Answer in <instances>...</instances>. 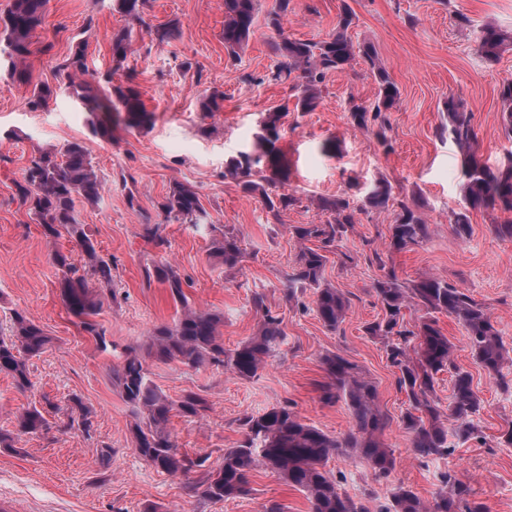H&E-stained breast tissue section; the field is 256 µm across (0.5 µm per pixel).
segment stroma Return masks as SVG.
Returning a JSON list of instances; mask_svg holds the SVG:
<instances>
[{
    "label": "stroma",
    "mask_w": 512,
    "mask_h": 512,
    "mask_svg": "<svg viewBox=\"0 0 512 512\" xmlns=\"http://www.w3.org/2000/svg\"><path fill=\"white\" fill-rule=\"evenodd\" d=\"M345 4L357 15L354 42L374 46L400 90L390 115L389 144L381 146L371 133L353 126L346 112L349 97L373 100L372 78L360 68L329 74L317 109L285 119L279 145L290 177L280 190L298 202L277 224L267 223L260 198L244 194L225 174L230 159L253 151L261 116L288 98L287 85L265 80L277 62V36L257 24L237 56H229L224 0H149L143 23L133 26L126 64L135 70L152 124H117L111 140L93 134L97 115L72 88H60L41 110H31L27 101L35 86L55 84L59 64L77 43L86 46L89 71L111 69L112 33L129 25L113 10L112 0H49L31 53L22 62L28 83L14 82L0 70V333L9 332L10 317L18 310L53 339L30 361L32 391L19 392L10 377L0 374V428H11L15 414L31 401L61 405L77 396L93 413L91 435L75 430L28 436L20 452L0 449V507L10 512H142L151 501L163 512H264L265 504L275 500L284 512H311L305 494L275 473L255 471L248 496L213 503L189 496L183 478L158 472L134 452L131 413L112 387L110 370L119 348L145 345L156 327L177 317L167 286L144 278L145 267L165 260L186 281L194 306L223 314L225 347L256 333L260 317L251 298L257 291L282 318L285 333L277 356L249 380L211 366L189 370L150 361L152 379L166 394L175 398L193 391L208 401L202 417H172L170 429L180 451L218 463L225 448L241 438L239 418L286 401L305 422L343 436L353 424L349 410L341 401L322 404L316 389L323 378L322 356L335 352L358 364L376 385L379 408L393 420L384 440L396 458V469L385 480L374 479L362 458H331L327 467L343 493L367 499L372 512H379L400 484L432 500L441 473L449 471L491 512H512V447L497 442L501 429L512 423V362L504 366L503 380L490 377L475 363L462 326L448 314H438V325L483 401L475 417L483 438L457 443L449 457L421 459L398 423L405 397L396 389L383 343L363 331L382 315L372 288L379 271L364 256L383 249L392 210L360 214L343 241L344 249L358 255L356 264L343 266L333 259L327 265V279L352 300L340 331L327 329L310 312L311 291L295 304L287 300L284 284L300 249L290 226L323 221L319 198L346 193L360 199L386 179L395 195L415 200L429 224L426 243L392 253L390 263L400 279L432 272L463 288L488 307L512 350V240L492 234L502 215L491 210L471 211L468 238L454 233L450 219L463 204L461 154L452 141L436 135L443 103L452 96L472 114L482 161L497 168L512 158L499 99L502 82L512 79V47L494 62L478 52L485 25L512 29V0H291L284 33L303 40L325 38ZM462 14L469 24L459 22ZM171 21L179 25L178 37L159 41L155 28ZM187 60L192 69H183ZM214 89L223 92L224 109L210 116L200 112L199 100ZM73 141L85 146L104 183L99 202L77 200L76 213L100 255L112 262L116 298L105 301L97 320L116 344L113 352L96 348L58 296L51 254L71 251L72 243L45 238L16 191L32 155ZM176 181L197 192L204 208L198 225L168 222L159 212V202ZM149 224L161 225L167 247L145 244L142 235ZM214 224L241 236L246 250L241 267L227 270L210 257ZM105 444L113 449L106 465L99 460Z\"/></svg>",
    "instance_id": "obj_1"
}]
</instances>
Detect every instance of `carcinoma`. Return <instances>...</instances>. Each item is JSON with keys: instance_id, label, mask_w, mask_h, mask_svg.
<instances>
[{"instance_id": "1", "label": "carcinoma", "mask_w": 512, "mask_h": 512, "mask_svg": "<svg viewBox=\"0 0 512 512\" xmlns=\"http://www.w3.org/2000/svg\"><path fill=\"white\" fill-rule=\"evenodd\" d=\"M48 0H12L8 11L0 15V42H5L8 58H22L30 53L32 38L45 17ZM291 0H277L267 12L264 25L277 33L280 42L275 53L280 60L271 71L270 80L288 83L295 99L294 107L282 104L263 115L255 154H244L230 162L227 173L237 181L248 196H260L272 223H281V214L293 206L297 198L288 193L271 194L268 188L288 180V170L278 142L283 119L288 112H313L322 97V84L330 73H342L361 62L375 83L374 99L363 102L348 100V117L354 126L372 132L379 142L388 143L391 128L390 112L399 90L370 44L353 41L350 30L356 25V14L347 4L337 17L335 31L327 38L290 39L284 36V22ZM148 0H112V9L124 17L143 20ZM258 0H224V49L230 55L247 43L255 32ZM133 32L122 27L112 33V62L115 70L123 67L131 54ZM512 46V31L487 25L480 41L481 56L491 62L504 48ZM68 82L88 73L84 49L79 47L58 67ZM114 70L92 76L94 83L83 86V99L93 109L107 115L125 113L124 121L140 126L150 121L139 88L134 85L135 73L129 70L124 81L115 84ZM57 91L48 84L37 86L28 105L32 110L46 107ZM501 122L505 136L512 139V80L502 83ZM224 95L216 90L200 101V109L212 114L223 111ZM445 122L439 126L440 136L451 139L462 155L464 206L453 214V230L459 237L470 234L469 213L472 210H497L506 215L493 225L500 238L512 240V159L496 170L485 164L478 153L479 133L464 103L453 97L444 101ZM98 178L85 147L71 142L59 150L46 149L29 160L17 194L28 213L49 239L63 235L74 243L80 253L57 250L52 263L61 272L58 278L59 297L67 311L79 320L100 350H116L107 339L104 327L94 320L102 300L94 294L93 285H112V262L101 257L87 225L78 222L76 200L95 201L101 195ZM394 205V221L389 225L387 249L401 252L420 246L429 237L428 224L413 200L392 195V186L382 180L357 202L347 194L323 197L319 207L327 218L320 224H298L291 227L293 237L301 244L295 265L285 275L288 299L297 298L305 289L313 291L315 313L324 326L336 331L351 309L350 299L326 279L329 255L338 257L343 265L355 263V257L341 250L347 232L358 223V215L369 209H386ZM158 209L166 221H180L198 226L203 213L193 188L181 182L171 184ZM210 255L227 269L242 265L245 249L242 238L221 227L210 225ZM377 268L382 271L374 281L373 290L381 305L382 318L364 325V333L385 339V352L395 368L396 387L405 395V409L400 426L409 435L414 453L422 459L451 454L454 444L448 442V418L441 413L435 398L437 375L452 373L449 411L457 422L454 435L467 442L482 439L474 416L482 408V400L473 388L469 371L456 365L452 344L435 318L437 313L454 317L464 328L475 362L488 375L501 379V368L509 359L499 330L485 305L465 290L429 273L410 283L403 282L396 270L386 265L381 254L374 253ZM146 278L168 285L181 313L170 325L154 329L142 347H126L122 361L112 367L114 387L131 408L134 451L161 473L186 478L185 489L191 497L221 502L250 493L252 473L258 469L279 475L290 487L306 494L311 512H371L369 505L340 492L336 477L326 469L335 455L354 453L361 457L375 479H387L396 469V459L386 447L383 436L392 419L377 405V390L365 380L358 366L347 358L328 353L321 358L324 377L319 383V400L325 405L344 402L354 424L345 436H331L318 427L305 423L292 407L280 404L256 416L240 419L242 439L224 449L222 461L212 466L208 457H191L178 450L168 430L173 414L200 417L208 410L205 397L187 392L174 399L155 385L147 360L178 363L188 369L205 366L223 368L239 379L258 376L268 359L275 356L284 338L282 319L265 304V296L252 295V304L261 315L257 334L239 342L235 348H224L221 327L224 318L218 313L194 308L183 290L184 281L174 267L158 262L145 270ZM415 307L423 312L414 323L405 319V310ZM52 342L41 326L24 311H13L11 333L0 335V373L13 381L22 392L33 389L29 361L45 352ZM57 419L49 421L46 413ZM92 411L73 397L61 407L48 403L47 408L31 402L15 417L13 429H0V448L17 450L24 436L47 434L51 430L64 434L81 431L90 434ZM441 486L431 502L423 501L413 490L400 484L389 506L380 512H490L489 506L474 497L470 486L449 472L440 477Z\"/></svg>"}]
</instances>
